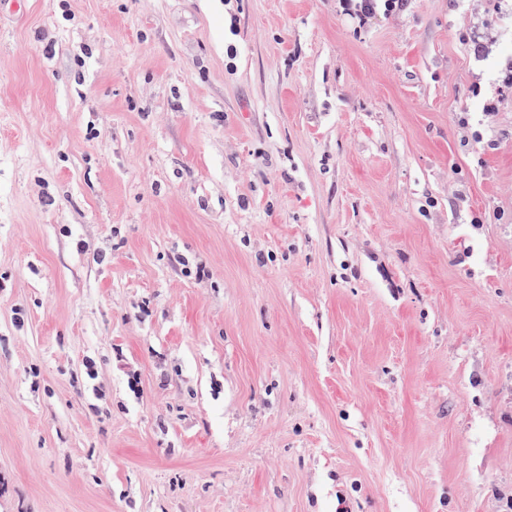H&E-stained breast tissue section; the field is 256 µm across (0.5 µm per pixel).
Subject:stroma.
<instances>
[{
  "instance_id": "stroma-1",
  "label": "stroma",
  "mask_w": 512,
  "mask_h": 512,
  "mask_svg": "<svg viewBox=\"0 0 512 512\" xmlns=\"http://www.w3.org/2000/svg\"><path fill=\"white\" fill-rule=\"evenodd\" d=\"M511 60L512 0H0V512H512Z\"/></svg>"
}]
</instances>
